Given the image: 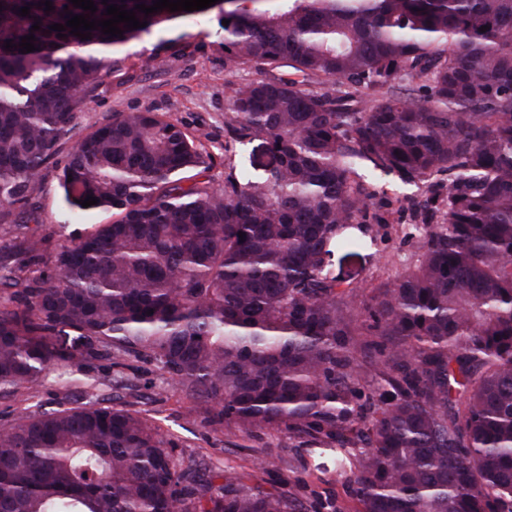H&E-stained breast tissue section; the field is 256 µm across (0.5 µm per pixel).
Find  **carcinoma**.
<instances>
[{"label":"carcinoma","instance_id":"cac0c4a2","mask_svg":"<svg viewBox=\"0 0 512 512\" xmlns=\"http://www.w3.org/2000/svg\"><path fill=\"white\" fill-rule=\"evenodd\" d=\"M38 2L0 0V224L17 204L38 222L37 179L129 41L213 13L224 66L257 78L231 88L221 185L153 112L79 138L63 203L112 221L6 246L0 389L147 357L215 424L336 448L357 512H512V0H94L90 20L109 3L147 26L84 41L50 29L83 9ZM260 138L274 162L255 176L235 156ZM383 175L416 188L398 209L417 251L366 302L328 262L391 241ZM171 447L123 408L27 407L0 428V512H296Z\"/></svg>","mask_w":512,"mask_h":512}]
</instances>
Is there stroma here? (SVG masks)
<instances>
[{
    "mask_svg": "<svg viewBox=\"0 0 512 512\" xmlns=\"http://www.w3.org/2000/svg\"><path fill=\"white\" fill-rule=\"evenodd\" d=\"M215 17H189L169 23L161 35L131 41L121 72L103 78L94 100L78 113L75 127L65 138L73 146L79 136L111 119L116 112H154L177 123L211 154L209 175L224 181V112L230 83L251 78V71L229 72L217 36ZM66 159L58 154L35 184L33 201L39 208L40 235L57 243L80 237L91 224L106 222V214L91 222L73 223L60 200L57 173ZM414 242L371 246L360 255L335 260L336 276L360 287L364 296L397 276L413 259ZM125 374L131 388L109 393L111 405L139 412L160 435L174 441L175 457H193L209 476L236 475L248 486H259L301 504L303 512H355L346 473L336 469V451L304 441L287 430L263 429L243 433L220 428L211 421L212 410L203 402L184 399L163 381L151 362L131 358ZM109 361L95 359L65 374L48 373L32 389L35 403L44 410L58 409L65 397L88 401L95 380L112 375Z\"/></svg>",
    "mask_w": 512,
    "mask_h": 512,
    "instance_id": "1",
    "label": "stroma"
}]
</instances>
